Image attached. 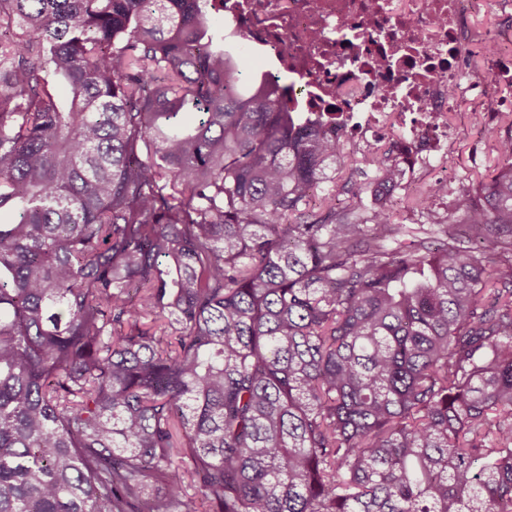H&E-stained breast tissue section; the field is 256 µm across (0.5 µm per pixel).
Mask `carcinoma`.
<instances>
[{
	"mask_svg": "<svg viewBox=\"0 0 512 512\" xmlns=\"http://www.w3.org/2000/svg\"><path fill=\"white\" fill-rule=\"evenodd\" d=\"M223 7L0 0V512H512V123L434 248Z\"/></svg>",
	"mask_w": 512,
	"mask_h": 512,
	"instance_id": "carcinoma-1",
	"label": "carcinoma"
}]
</instances>
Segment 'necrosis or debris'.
Returning a JSON list of instances; mask_svg holds the SVG:
<instances>
[{
    "mask_svg": "<svg viewBox=\"0 0 512 512\" xmlns=\"http://www.w3.org/2000/svg\"><path fill=\"white\" fill-rule=\"evenodd\" d=\"M484 7L512 24V0H224V20L247 51L269 59L263 76L288 82L301 119L335 113L350 143L399 127L407 169L437 168L449 182V113L484 104L483 128L493 131L491 105L512 83L498 32L472 28ZM477 40L485 72L469 78Z\"/></svg>",
    "mask_w": 512,
    "mask_h": 512,
    "instance_id": "4bbe7bcc",
    "label": "necrosis or debris"
}]
</instances>
